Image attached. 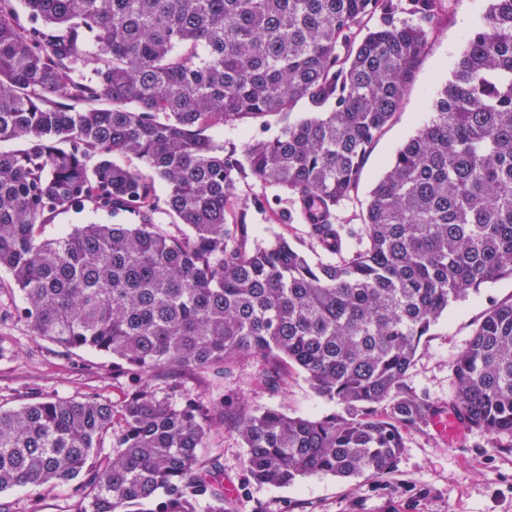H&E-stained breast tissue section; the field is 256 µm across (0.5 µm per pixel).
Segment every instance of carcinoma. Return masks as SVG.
I'll use <instances>...</instances> for the list:
<instances>
[{
    "label": "carcinoma",
    "mask_w": 512,
    "mask_h": 512,
    "mask_svg": "<svg viewBox=\"0 0 512 512\" xmlns=\"http://www.w3.org/2000/svg\"><path fill=\"white\" fill-rule=\"evenodd\" d=\"M391 2L0 0V142H23L0 152V270L33 335L112 357L125 385L118 403L0 409L1 494L66 485L75 512H196L201 500L227 512L222 464L198 455L224 425V397L184 381L219 383L255 355L298 366L340 412L241 413L253 481L393 470L401 428L435 412L405 383L422 337L451 304L512 277V0H486L362 223L338 224L441 0H408L413 24ZM301 100L309 111L292 121ZM270 115L284 118L278 134L240 152L207 134ZM115 156L140 160L166 196ZM246 172L287 191L288 223L336 260L258 241L246 215L270 201L238 195ZM85 209L122 221L43 237ZM454 370L448 412L512 433V299L486 310ZM387 400L390 419L375 417Z\"/></svg>",
    "instance_id": "1"
}]
</instances>
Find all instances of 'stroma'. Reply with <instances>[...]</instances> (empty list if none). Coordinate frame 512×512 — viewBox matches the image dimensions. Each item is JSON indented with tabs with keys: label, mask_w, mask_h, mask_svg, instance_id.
I'll use <instances>...</instances> for the list:
<instances>
[{
	"label": "stroma",
	"mask_w": 512,
	"mask_h": 512,
	"mask_svg": "<svg viewBox=\"0 0 512 512\" xmlns=\"http://www.w3.org/2000/svg\"><path fill=\"white\" fill-rule=\"evenodd\" d=\"M485 7V0H442L413 82L365 160L357 195L339 206V223H360L386 163L428 120L429 98L448 78L466 31L478 23ZM247 222L260 240L282 236L312 262L329 259L312 242L306 225L282 223L279 212L253 209ZM509 299L512 279L501 278L453 304L419 346L406 378L413 394L447 408L455 390L457 355L484 312ZM20 301L10 276L0 272V407L15 408L35 397L75 398L88 393L120 400L111 357L87 349L64 354L53 343L33 336L28 325L14 315ZM265 372L261 359L244 358L237 360L223 384L195 378L186 382L203 398L224 399V424L214 430L200 455L219 457L233 512H254L259 505L267 512H512V435L493 438L473 428L450 444L426 421L403 428L404 447L390 474L350 479L313 475L287 487L249 481L246 450L234 431L240 412L271 406L292 417L318 419L337 410L313 391L301 369L285 367L274 388L265 383ZM0 504L10 512H72L70 491L62 486L19 487L0 494Z\"/></svg>",
	"instance_id": "obj_1"
}]
</instances>
